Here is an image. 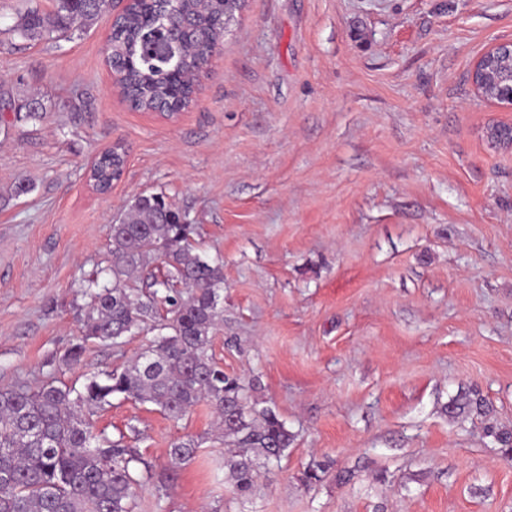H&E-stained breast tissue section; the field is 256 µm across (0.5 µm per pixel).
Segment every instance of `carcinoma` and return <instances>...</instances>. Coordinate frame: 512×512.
I'll use <instances>...</instances> for the list:
<instances>
[{
	"mask_svg": "<svg viewBox=\"0 0 512 512\" xmlns=\"http://www.w3.org/2000/svg\"><path fill=\"white\" fill-rule=\"evenodd\" d=\"M162 0H141L112 29L110 65L122 93L136 109L154 111L186 91L181 78L208 63L224 38L222 21L235 15L230 0H182L180 15L191 20L184 51L149 55L151 45L171 33ZM105 18L104 0H52L44 10L21 14L13 32L29 42L65 40ZM46 111L39 100H24L15 118L35 121ZM121 143L102 152L92 179L107 192L125 167ZM153 196L135 198L118 223L110 225L108 283L87 280L88 310L81 338L63 357L81 363L86 344L119 340L149 327L157 337L120 369L101 371L81 388L46 381L31 389L0 388V512H133L150 465L124 438L111 441L95 432L93 413L120 396L156 406L169 419H182L199 402L216 417L229 456L225 466L245 492L260 468L278 461L294 435L269 406H259L250 388L224 373L209 355L214 331L223 322L224 265L198 252L192 224ZM493 410L471 388L448 402L454 418ZM199 442L175 441L168 449L176 467L195 458Z\"/></svg>",
	"mask_w": 512,
	"mask_h": 512,
	"instance_id": "1",
	"label": "carcinoma"
}]
</instances>
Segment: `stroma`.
Instances as JSON below:
<instances>
[{
    "instance_id": "35a3bbf8",
    "label": "stroma",
    "mask_w": 512,
    "mask_h": 512,
    "mask_svg": "<svg viewBox=\"0 0 512 512\" xmlns=\"http://www.w3.org/2000/svg\"><path fill=\"white\" fill-rule=\"evenodd\" d=\"M36 4L0 0V388L78 383L147 344L62 360L114 217L162 194L224 262L211 354L294 441L242 493L207 403L174 422L113 398L97 429L136 432L152 467L134 512H512V453L447 410L474 385L512 429V149L484 136L512 112L471 80L512 41V0H247L172 119L123 100L106 21L15 35ZM27 98L42 120L6 107ZM117 141L125 173L97 194L86 171ZM199 450V442L192 439L175 441L168 450L171 465L176 467L186 464L195 458Z\"/></svg>"
}]
</instances>
